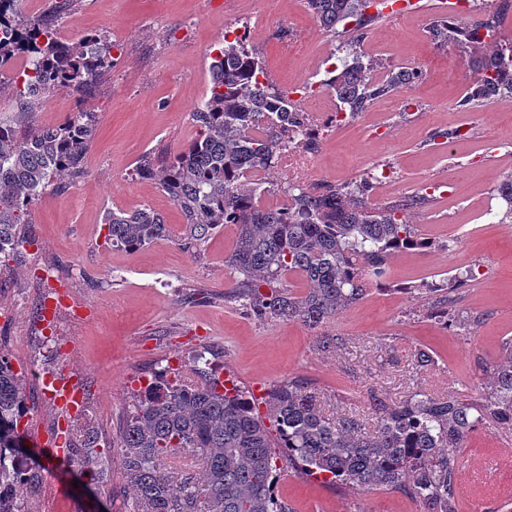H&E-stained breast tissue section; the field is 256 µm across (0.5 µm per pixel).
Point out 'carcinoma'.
<instances>
[{
  "label": "carcinoma",
  "instance_id": "1",
  "mask_svg": "<svg viewBox=\"0 0 512 512\" xmlns=\"http://www.w3.org/2000/svg\"><path fill=\"white\" fill-rule=\"evenodd\" d=\"M0 13V76L10 74L17 115L0 118V255L33 244L30 211L49 187L84 174L83 163L97 131L96 113H70L52 127L24 123L46 96L67 88L80 101L116 58L99 36L68 43L51 22L77 0H49L44 15L19 18L20 0ZM321 26L341 30L347 48L341 72L324 82L340 106L363 112L376 99L399 92L418 77L409 68L378 73L380 63L356 49L361 27L380 19L368 13L378 0H306ZM498 10L490 18L459 28L440 18L431 27L435 43L472 48L477 82L461 105L512 97V39L500 42ZM210 87L193 117L199 135L160 169L143 161L139 179L155 180L179 208L180 240L193 249L235 227V245L224 266L232 278L231 297L261 321H299L316 329L361 300L373 284L389 279L388 259L401 251L435 247L414 225L398 217V206L368 209L367 177L322 192L268 175L280 166L301 128L310 124L287 90L267 81L258 50L236 37L209 64ZM112 245L135 250L168 236V226L150 209L112 211L105 218ZM472 272L425 283L429 317L462 324L454 293ZM302 280L296 294L291 280ZM341 335H323L318 351L346 347ZM200 380L174 382L160 373L148 392L138 394L127 412L117 453L132 493L126 512H291L276 495L278 457L332 490L381 488L403 492L424 512H459L456 449L487 423L512 427V339L503 342L501 361L489 370L487 392L468 399L458 392L414 394L397 405L374 400L377 424L369 430L358 418L330 413L318 393L301 378L267 388L255 400L236 385L227 387L198 369ZM30 413L23 376L0 353V512H28L42 487L44 468L19 451L27 439ZM98 432L88 429L68 444L73 465L103 483L98 466ZM175 448H203L198 474L178 480L160 472Z\"/></svg>",
  "mask_w": 512,
  "mask_h": 512
}]
</instances>
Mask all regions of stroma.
I'll list each match as a JSON object with an SVG mask.
<instances>
[{"label": "stroma", "mask_w": 512, "mask_h": 512, "mask_svg": "<svg viewBox=\"0 0 512 512\" xmlns=\"http://www.w3.org/2000/svg\"><path fill=\"white\" fill-rule=\"evenodd\" d=\"M439 0H418L415 9L382 17L360 41L384 67L418 71L401 93L378 98L354 121L336 125L311 105L326 129L318 153L306 161L309 182L339 184L370 169L400 170L399 190L374 187L370 206L415 198L406 212L421 237L452 241V250L397 254L390 278L355 305L313 330L293 321H259L229 299L231 279L224 258L235 244L233 226L198 251L177 238L182 216L152 181L135 179L142 160L164 165L170 153L197 135L191 112L206 96L211 56L233 30L259 28L255 39L270 81L287 89L318 82L341 68L339 43L314 18L305 0H77L64 15L63 40L101 35L121 53L89 97L98 114L96 135L82 176L47 190L32 208L33 245L0 271V351L26 373L35 399L32 429L46 434L78 424L100 436L99 458L109 464L116 495L107 501L77 468L45 473V494L30 512H117L125 479L114 446L140 381L169 367L190 377L195 351L214 353L221 380L247 391L299 377L323 394L331 411L353 413L374 427V399L395 404L416 392L435 396L458 391L480 397L486 367L512 337V223L486 224L477 212L495 184L512 172V99L465 108L460 101L476 74L468 53L424 37L440 17ZM469 123L463 142L449 134ZM456 171L454 199L428 190L432 179ZM150 208L162 214L171 236L137 250L113 247L107 212ZM472 270L459 307L468 328H447L426 314L429 299L419 286L445 273ZM64 281L81 318L59 316L57 341L44 342L39 301L52 281ZM346 336L339 353L315 349L319 332ZM426 349L436 367L418 371L415 355ZM75 370L90 387L77 418L55 409L39 389L48 372ZM505 472H476L459 455V512H485L480 483ZM278 496L293 512H423L398 491L332 490L293 469H282Z\"/></svg>", "instance_id": "obj_1"}]
</instances>
